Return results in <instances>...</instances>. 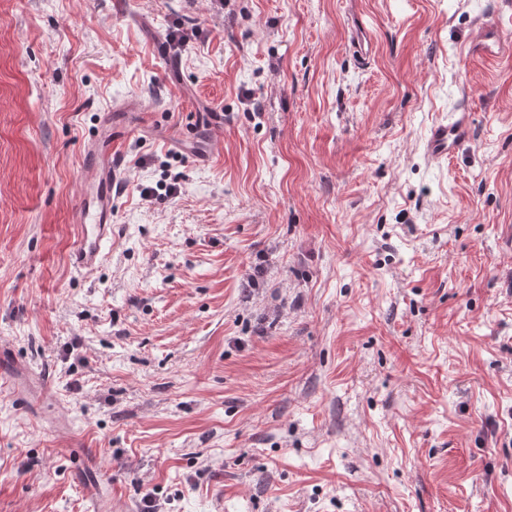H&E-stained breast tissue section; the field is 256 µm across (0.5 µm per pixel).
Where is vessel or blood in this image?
<instances>
[{"label": "vessel or blood", "mask_w": 512, "mask_h": 512, "mask_svg": "<svg viewBox=\"0 0 512 512\" xmlns=\"http://www.w3.org/2000/svg\"><path fill=\"white\" fill-rule=\"evenodd\" d=\"M476 48L492 58L512 48V37L503 34L500 26L484 22L479 26ZM120 132L116 115L105 112L97 136L88 143L83 154L84 178L77 205L79 219L75 244L69 255L71 266L81 274L93 272L103 263L105 246L112 240L114 202L121 192V161L115 156ZM471 135L470 119L465 115L433 125L425 140L428 160L436 164L447 161ZM0 379L10 383L14 399L23 406L38 393L49 399L54 396L48 377L21 368L9 350L2 347Z\"/></svg>", "instance_id": "vessel-or-blood-1"}]
</instances>
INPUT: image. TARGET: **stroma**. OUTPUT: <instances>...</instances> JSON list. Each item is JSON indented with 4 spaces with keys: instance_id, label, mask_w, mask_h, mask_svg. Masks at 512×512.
Here are the masks:
<instances>
[{
    "instance_id": "35a3bbf8",
    "label": "stroma",
    "mask_w": 512,
    "mask_h": 512,
    "mask_svg": "<svg viewBox=\"0 0 512 512\" xmlns=\"http://www.w3.org/2000/svg\"><path fill=\"white\" fill-rule=\"evenodd\" d=\"M486 19L512 32V0H0V347L56 391L0 387V512H88L61 420L134 512H512V52L468 53ZM129 99L83 276L81 154ZM212 112L198 165L174 140ZM472 135V126L467 113L452 122H439L432 126L425 140V151L429 161L440 164L456 153Z\"/></svg>"
}]
</instances>
